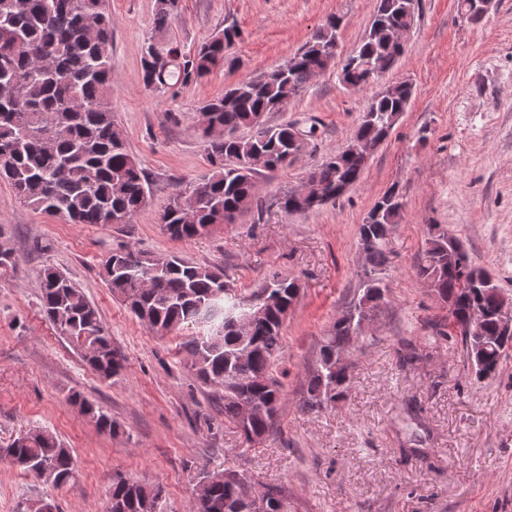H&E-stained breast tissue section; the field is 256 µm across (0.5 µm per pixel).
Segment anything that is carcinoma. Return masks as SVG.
I'll list each match as a JSON object with an SVG mask.
<instances>
[{"instance_id":"1","label":"carcinoma","mask_w":512,"mask_h":512,"mask_svg":"<svg viewBox=\"0 0 512 512\" xmlns=\"http://www.w3.org/2000/svg\"><path fill=\"white\" fill-rule=\"evenodd\" d=\"M421 0H377L372 25L358 46L343 60L339 79L360 89L389 72L404 53L390 37L392 30L414 24ZM176 0H155V28L170 24ZM341 19L331 15L304 46L282 66L257 79H242L221 98L204 105L208 125L198 128L206 143L211 174L198 193L178 191L159 213L170 238L189 240L210 233L208 227L233 224L258 202L255 156L266 160L265 171L290 166L288 155L301 150L293 123L270 125L267 115L279 111L324 72L336 58V33ZM238 37L226 28L200 45L192 55L170 50L159 65L147 47L142 60L146 87L162 89L199 79L217 67L233 71L227 50ZM413 95L406 80L393 91L376 95L366 108L357 132L342 150L332 152L311 169L312 177L335 202L361 177L370 156L361 143L379 147L390 135ZM112 17L106 0H0V178L8 181L27 207L67 224H127L146 205L149 181L140 161L130 153L126 134L112 112ZM287 215L313 207L285 191L276 198ZM403 208L398 190L388 189L359 227L363 248L357 299L348 309L361 317L364 298L378 307L384 299L379 271L388 261V232ZM426 248L414 267L418 279L429 280L439 301L454 307L448 325L457 329L475 376L498 371L511 338H500L493 309L502 295L492 275L466 258L463 265L449 259L450 243L458 237L448 228L429 224ZM106 286L148 329L170 333L189 324L196 335L183 343L190 367L206 385L220 389L224 421L237 428L245 442L268 434L275 416L267 404L283 401L280 377L282 328L300 294L296 279L273 272L249 294L224 281L221 269L192 263L172 254H152L136 248L113 252L102 265ZM276 296L264 317L248 330L237 328L246 304L265 293ZM40 306L56 333L80 351L85 364L104 380L121 374L124 356L113 346L98 309L65 274L43 272ZM483 307L489 315L486 339L468 336V313ZM337 320L323 337L319 359L310 376L302 406L321 411L341 401L348 389L349 365L336 364V354L359 337L346 334ZM102 433L119 431L112 416L80 392L68 396ZM255 412L245 417L241 404ZM0 460L27 473H38L55 486L69 483L77 462L72 449L48 430L34 429L0 446ZM196 479L207 485L206 504H190V512H242L241 485L221 469L203 470ZM252 512H288L284 487L250 484ZM106 512H168L159 484L138 483L112 476Z\"/></svg>"}]
</instances>
